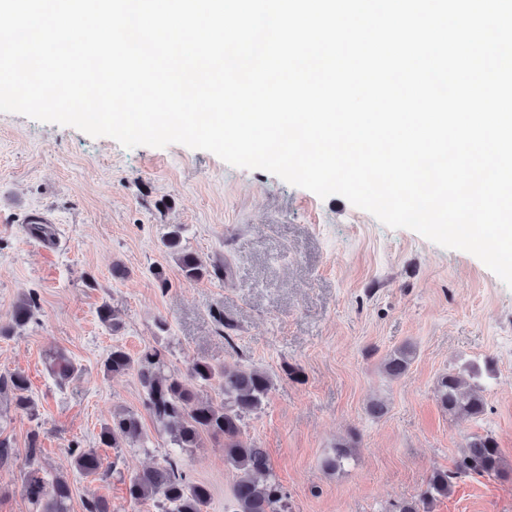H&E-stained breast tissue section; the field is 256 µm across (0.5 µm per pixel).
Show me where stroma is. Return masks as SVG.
Segmentation results:
<instances>
[{"mask_svg":"<svg viewBox=\"0 0 512 512\" xmlns=\"http://www.w3.org/2000/svg\"><path fill=\"white\" fill-rule=\"evenodd\" d=\"M33 211L53 217L50 236L31 233ZM174 224L187 250L228 273L185 280L162 243ZM30 296L36 322L0 336V375L25 373L34 403L24 412L0 395V439L12 453L0 463V512H32L23 475L34 443L41 465L70 482L71 512L94 497L112 512H154L129 500L121 478L162 463L169 443L144 412L136 372L105 374L115 346L157 349L178 374L198 360L267 371L274 386L242 438L266 450L288 512H391L486 434L504 475L457 480L432 512H512V288L472 254L207 151L127 149L0 113V326ZM105 305L119 329L99 319ZM405 345L414 359L391 379L383 362ZM60 351L74 366L63 383L47 370ZM468 364L482 371L477 419L448 415L435 396L442 373ZM375 400L383 415L370 413ZM119 410L141 414L150 451L100 444ZM349 437L350 466L327 470L337 439ZM74 445L97 449L108 478L80 475ZM182 466L208 486L207 512H224L237 473L223 439L184 453Z\"/></svg>","mask_w":512,"mask_h":512,"instance_id":"stroma-1","label":"stroma"}]
</instances>
